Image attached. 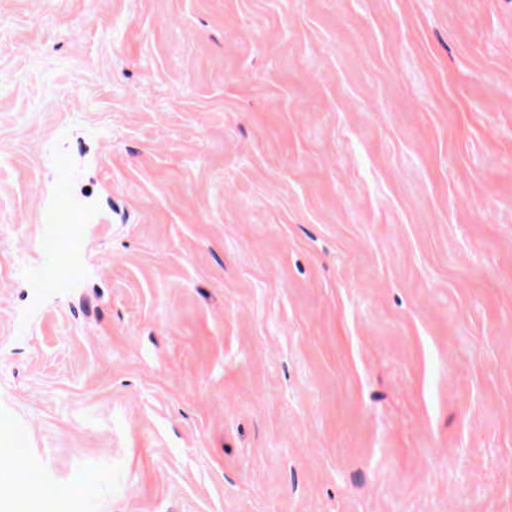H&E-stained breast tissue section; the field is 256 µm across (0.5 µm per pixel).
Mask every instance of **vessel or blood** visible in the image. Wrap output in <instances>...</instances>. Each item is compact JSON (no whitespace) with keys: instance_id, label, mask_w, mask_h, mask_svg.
Returning <instances> with one entry per match:
<instances>
[{"instance_id":"obj_1","label":"vessel or blood","mask_w":512,"mask_h":512,"mask_svg":"<svg viewBox=\"0 0 512 512\" xmlns=\"http://www.w3.org/2000/svg\"><path fill=\"white\" fill-rule=\"evenodd\" d=\"M65 200L66 189L61 186L54 191L52 201L41 206V233L49 244L47 260L38 279L42 288L62 287L75 275L74 269L67 264L61 245L78 233L79 224L72 217Z\"/></svg>"}]
</instances>
